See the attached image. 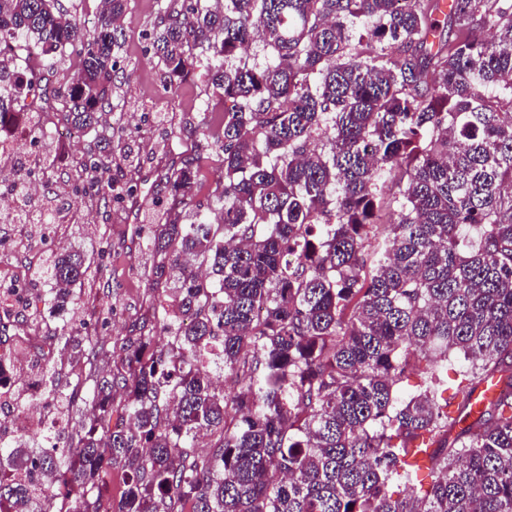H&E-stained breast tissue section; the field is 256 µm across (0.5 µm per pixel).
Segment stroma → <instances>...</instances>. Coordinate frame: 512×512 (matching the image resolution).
Segmentation results:
<instances>
[{"mask_svg":"<svg viewBox=\"0 0 512 512\" xmlns=\"http://www.w3.org/2000/svg\"><path fill=\"white\" fill-rule=\"evenodd\" d=\"M162 0H130L123 20L124 35L116 52L117 68L125 81L114 92L112 109L102 117L112 128V163L107 174L117 193L105 201L84 194L74 174L85 160L94 132L81 131L64 140L65 158L49 170L34 169V179L60 188V202L71 203L67 219L52 230L35 252L65 249L83 251L92 268L105 279L86 280L80 291L82 335L113 341L139 335L150 304L178 287L177 278L152 283L151 258L146 250V223L161 214L169 196L159 174L163 148L188 151L195 131L204 122L201 108L209 91L203 68H194L174 87H164L162 65L150 33ZM111 299L108 319L98 316L103 299Z\"/></svg>","mask_w":512,"mask_h":512,"instance_id":"35a3bbf8","label":"stroma"}]
</instances>
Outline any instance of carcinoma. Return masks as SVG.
Masks as SVG:
<instances>
[{
    "label": "carcinoma",
    "instance_id": "obj_1",
    "mask_svg": "<svg viewBox=\"0 0 512 512\" xmlns=\"http://www.w3.org/2000/svg\"><path fill=\"white\" fill-rule=\"evenodd\" d=\"M127 5L104 0L88 27L62 0H0V41L42 59L0 52V120L24 114L45 136L42 74L63 67L58 120L95 129L122 83ZM256 41L262 66L242 53ZM153 45L169 83L206 60L224 103L207 206L221 223H182L204 127L161 173L166 219L146 242L155 276L182 278L148 318L169 341L123 339L115 371L112 344L73 321L85 254L33 264L49 309L70 314L53 339L82 360L67 387L70 361L42 377L81 426L60 451L40 446L47 430L0 437V512H512V0H168ZM414 375L418 392L399 396ZM427 449L425 489L409 458ZM112 464L127 475L115 505L100 491ZM400 484L411 493L395 499Z\"/></svg>",
    "mask_w": 512,
    "mask_h": 512
}]
</instances>
